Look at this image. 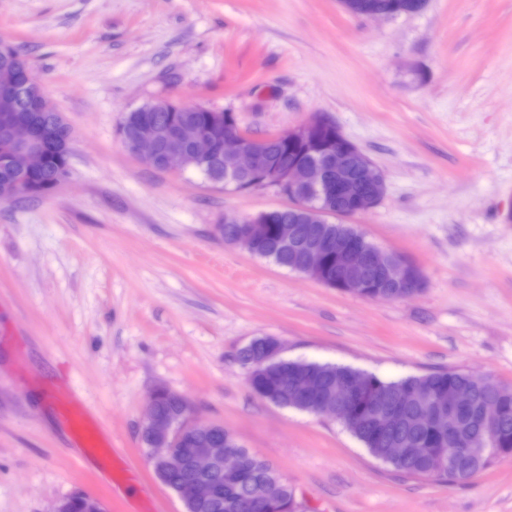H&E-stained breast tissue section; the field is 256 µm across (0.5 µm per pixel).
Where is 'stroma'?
<instances>
[{
  "label": "stroma",
  "instance_id": "obj_1",
  "mask_svg": "<svg viewBox=\"0 0 512 512\" xmlns=\"http://www.w3.org/2000/svg\"><path fill=\"white\" fill-rule=\"evenodd\" d=\"M0 39L72 132L66 182L0 201V512L77 491L135 512L122 467L154 512H183L140 435L158 386L274 466L302 512H512V456L465 483L405 476L337 420L259 398L236 359L267 336L386 380L512 387V0L385 20L339 0H0ZM159 100L236 113L254 138L335 122L384 177L349 224L417 266L422 291L368 298L225 243L226 216L290 201L131 154L123 117ZM61 382L107 446L81 451L62 425Z\"/></svg>",
  "mask_w": 512,
  "mask_h": 512
}]
</instances>
